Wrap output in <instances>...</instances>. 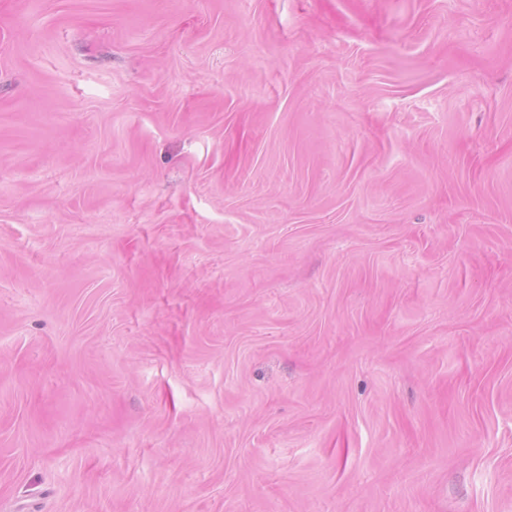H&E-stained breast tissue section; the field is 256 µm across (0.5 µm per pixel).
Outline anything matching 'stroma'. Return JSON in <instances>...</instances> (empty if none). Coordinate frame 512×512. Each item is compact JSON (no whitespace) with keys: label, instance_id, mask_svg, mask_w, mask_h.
Here are the masks:
<instances>
[{"label":"stroma","instance_id":"obj_1","mask_svg":"<svg viewBox=\"0 0 512 512\" xmlns=\"http://www.w3.org/2000/svg\"><path fill=\"white\" fill-rule=\"evenodd\" d=\"M0 512H512V0H0Z\"/></svg>","mask_w":512,"mask_h":512}]
</instances>
